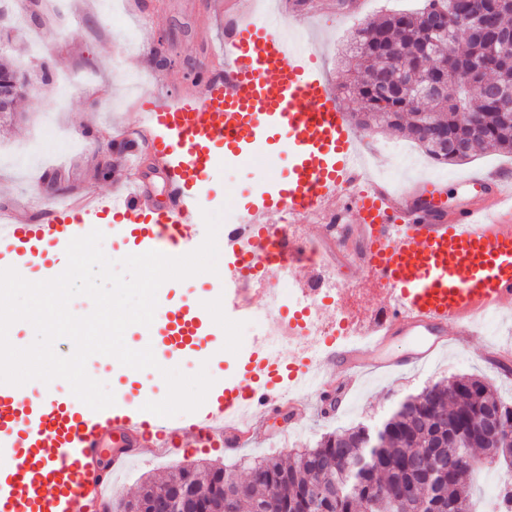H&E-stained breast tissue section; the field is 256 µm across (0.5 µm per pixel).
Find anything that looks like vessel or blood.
<instances>
[{
  "label": "vessel or blood",
  "instance_id": "1",
  "mask_svg": "<svg viewBox=\"0 0 512 512\" xmlns=\"http://www.w3.org/2000/svg\"><path fill=\"white\" fill-rule=\"evenodd\" d=\"M281 17L257 18L226 4L224 66L202 63L194 86L157 98L138 120L163 174L168 203L154 206L134 157L121 193L92 203L63 202L40 222L0 221V244L40 264L55 266L60 245L92 230L119 231L142 250L168 244L180 252L205 237L201 184L223 161H246L278 141L288 152L287 175L248 212L246 223L228 227L224 255L241 268L224 305L252 312L250 275L272 276L275 264L262 243L271 215L318 224L314 246L340 255L388 290L391 312L371 332L368 346L332 343L320 363L307 365L254 346L242 377L214 389L206 406L179 427L150 412L110 406L83 408L45 388L36 406L19 403L12 386L0 384V512H102L113 475L147 453L183 448L192 437L202 448H233L250 440L273 407L294 404L308 387L325 386L336 369L345 399L360 374L396 371L426 363L449 341L477 335L481 318L512 306V173L473 170L457 177L466 191L444 206L443 184L419 180L400 189L369 182L360 142L337 92L315 62L307 31L284 37ZM162 338L178 354L200 349L208 324L199 305L166 307ZM416 337L406 355L385 349L393 337ZM122 450L100 467L106 433Z\"/></svg>",
  "mask_w": 512,
  "mask_h": 512
}]
</instances>
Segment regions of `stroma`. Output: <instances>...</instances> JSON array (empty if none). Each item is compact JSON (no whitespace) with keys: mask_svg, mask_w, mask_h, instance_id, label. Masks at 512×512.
<instances>
[{"mask_svg":"<svg viewBox=\"0 0 512 512\" xmlns=\"http://www.w3.org/2000/svg\"><path fill=\"white\" fill-rule=\"evenodd\" d=\"M130 12L128 0H89L77 8L74 0H0V55L11 59L29 80L28 91L18 104L21 119L0 127V212L21 220L42 218L56 203L80 194L121 191L125 177L124 152L112 150L117 132L128 143L137 144L139 173L152 193L164 197L163 181L151 172L152 156L138 145L136 126L140 106L150 96H166L190 88L206 47H220L224 39V0H210L207 8H196V0H138ZM419 0H367L362 12L340 19L336 0H306L304 11L318 37V56L325 63L332 86L348 113L359 110L357 100L345 87L344 61L352 54L354 32L384 15L419 8ZM133 35V55L118 58L117 47ZM70 65L89 73L90 83L77 86L69 102L56 108L49 87L59 66ZM80 140L81 150H59L56 155L27 160L19 150L42 131L45 120ZM365 140L374 166L387 170L395 158L385 144L404 145L407 153L422 157V150L402 134L386 128L356 126ZM471 168L512 169V156L485 150L469 164L447 166L448 181L443 201L455 204L463 190L455 182ZM288 156L278 151L256 157L245 165L217 168L204 182L203 194L210 211L223 209L245 215L255 195L269 191L275 180L286 175ZM218 270L183 280L163 283L157 293L159 305L173 302L223 303L227 259H219ZM512 335V313L488 319L480 336L460 347L448 348L427 364L406 372L373 375L363 380L347 407L330 418L313 409L298 419L283 412L269 416L261 438L228 455L220 448L186 447L177 455H157L138 461L112 478L113 499L133 498L148 480L162 481L188 464L240 466L246 457H288L297 449L313 446L320 437L338 428L375 423L391 414L399 401L418 393L425 385L464 374L483 376L498 393L512 398V377L504 375L488 358L486 342ZM252 337L242 330L210 338L202 353L164 356L159 369H145L137 381L129 380L125 366L110 356L94 355L93 368H104L112 377L107 385L121 406H137L143 394L152 400L165 397L167 386L161 368H177L192 375L207 367L216 380L239 379L241 363L251 349Z\"/></svg>","mask_w":512,"mask_h":512,"instance_id":"stroma-1","label":"stroma"}]
</instances>
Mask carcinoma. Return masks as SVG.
I'll list each match as a JSON object with an SVG mask.
<instances>
[{"label": "carcinoma", "mask_w": 512, "mask_h": 512, "mask_svg": "<svg viewBox=\"0 0 512 512\" xmlns=\"http://www.w3.org/2000/svg\"><path fill=\"white\" fill-rule=\"evenodd\" d=\"M442 16L448 31L430 32L428 15ZM512 33V0H427L418 10L395 13L367 23L354 37L361 71L349 92L361 103L355 120L362 126L386 125L408 130L426 154L441 164H463L477 151L493 148L512 154V63L493 64L483 82H470L467 60L482 54L485 45ZM465 38V49L452 50L454 85L443 96L419 97L423 83L439 82L448 56L440 53L448 38ZM400 61L421 64L414 77L386 90L381 76ZM13 100L21 98L26 82L19 70L0 63V76ZM438 128L448 147L436 144ZM501 415L512 433V401L502 399L479 377H453L424 387L397 406L379 426L378 447H365L363 426L338 429L321 436L312 448L298 450L283 462L275 457L257 460L241 478L230 469L219 476L214 467L179 468L159 486L143 485L142 494L161 497L181 483L203 499L224 502V512H421L423 501L398 500L400 488L424 483L436 472L438 457L458 448L477 458L491 446L484 435L486 417ZM363 467H357L361 459ZM464 464L436 477L445 500L458 512H472L473 473ZM323 484L335 489L332 499L318 498L309 488Z\"/></svg>", "instance_id": "cac0c4a2"}]
</instances>
